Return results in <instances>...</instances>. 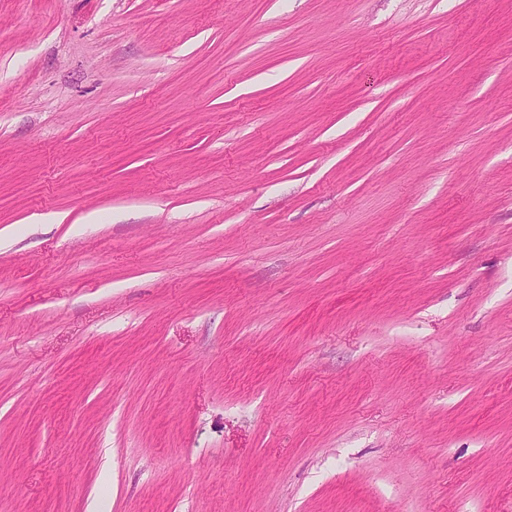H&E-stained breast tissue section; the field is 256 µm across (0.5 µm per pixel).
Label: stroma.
I'll return each instance as SVG.
<instances>
[{"mask_svg":"<svg viewBox=\"0 0 512 512\" xmlns=\"http://www.w3.org/2000/svg\"><path fill=\"white\" fill-rule=\"evenodd\" d=\"M0 512H512V0H0Z\"/></svg>","mask_w":512,"mask_h":512,"instance_id":"stroma-1","label":"stroma"}]
</instances>
